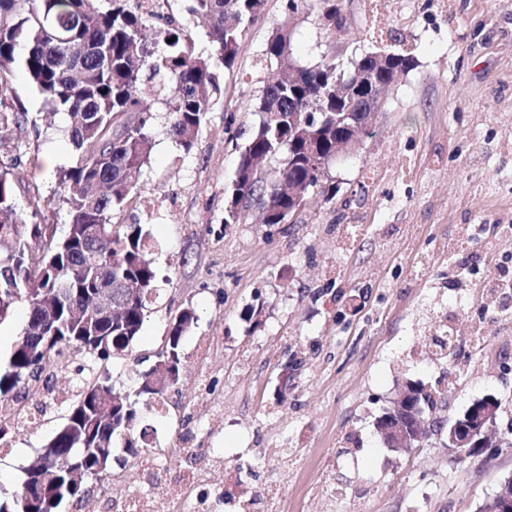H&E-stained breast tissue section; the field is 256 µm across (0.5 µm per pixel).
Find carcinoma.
<instances>
[{
  "mask_svg": "<svg viewBox=\"0 0 512 512\" xmlns=\"http://www.w3.org/2000/svg\"><path fill=\"white\" fill-rule=\"evenodd\" d=\"M0 0V70L13 62L18 47L31 84L56 112L70 118L69 141L76 161L57 175L60 195L67 204L71 222L67 235L53 240L49 258L59 270L56 279L43 277L29 264L28 254L40 245L41 225L28 221L37 216L39 204L31 202V214L18 209L13 193L16 174L0 169V228H14L15 240L0 246V291L13 285L21 299L0 298V320L21 302L28 317L38 319L34 337L20 336L6 366L0 369V402L35 403L49 395L53 386L46 365L55 362L70 369L68 354H82L87 363L72 378V397L66 421L42 450L36 465L27 469L13 504L0 503V512H58L63 502L80 503L88 486L68 482V471L84 469L86 481L110 475L117 439L131 435L138 418L137 404L151 405L168 389L145 383L148 372L139 373L137 399H128L112 413V420L99 417L100 403L116 392L96 365L123 351L138 337L149 306L156 301L158 271L152 258L149 232L140 224H116L114 216L137 193L132 181L150 157L152 118L148 100L157 99L170 114L169 135L177 146L190 151L199 130L221 95L218 70H231L238 62L243 36L266 0H192L190 12L208 21L212 46L207 56L195 49L183 29L165 30L166 53L158 55L149 45L145 29L150 20L127 5L128 0ZM286 18L269 36L260 65L281 68L296 76L267 79L255 104L260 115L257 132L239 157L234 186L227 198L224 223H238L244 212L241 200L261 192L268 223L282 224L293 200L288 184L306 183L322 201L336 192L317 177V165L336 161V113L357 116L364 101L336 98V73L351 76L367 69L377 81L399 69L407 73L414 57L393 51L384 65H376L368 53L353 58L345 69L336 67L335 56L313 65L300 64L293 53L292 34ZM321 112L322 122L312 128L316 149L310 153L304 137L296 133L295 113ZM33 118L17 99L8 78L0 74V127L25 128ZM281 159L274 177L258 173L271 159ZM107 224L112 238L104 253V267L112 280L138 289L122 321L100 323L92 317L75 320L68 308L80 301L98 280L101 268L84 265L83 226ZM194 322L192 311L182 316V327L173 329L167 342L170 375L180 376V344L185 327Z\"/></svg>",
  "mask_w": 512,
  "mask_h": 512,
  "instance_id": "obj_1",
  "label": "carcinoma"
}]
</instances>
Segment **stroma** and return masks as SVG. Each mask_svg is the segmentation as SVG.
<instances>
[{"label": "stroma", "mask_w": 512, "mask_h": 512, "mask_svg": "<svg viewBox=\"0 0 512 512\" xmlns=\"http://www.w3.org/2000/svg\"><path fill=\"white\" fill-rule=\"evenodd\" d=\"M162 30L185 28L198 51L207 26L191 0H169ZM340 0L347 26L327 42L319 0H298L293 52L303 65L324 54L349 62L365 51L405 49L412 70L389 90L376 127L355 155L325 177L336 196L309 214L266 224L251 207L224 222V192L239 154L260 121L254 105L263 75L256 66L279 25L285 0H267L241 42L237 66L220 77L224 92L191 151L167 133L164 105L154 104L153 148L139 176L140 197L120 215L149 231L159 297L137 339L99 363L116 388L135 393L182 309L197 320L181 341V378L164 413L143 411L141 429L155 448L188 441L217 449L224 462V512H333L328 490L346 494L354 512H477L512 478V317L494 320L486 347L462 348L448 370L419 352L442 319L464 326L480 307L455 309L461 291L482 294L483 241L466 249L467 269L450 250L464 226L512 225V0ZM8 78L36 126L0 129V164L15 169L18 206L38 201V223L66 235L70 215L56 173L75 154L66 114L49 107L21 62ZM368 224L345 241L348 218ZM427 256L419 278L409 267ZM455 392L434 409L451 421L475 401L501 402L491 448L457 462L445 436L429 435L404 452L387 448L375 423L411 383L438 387L445 372ZM66 406L0 450V500L12 501L25 470L63 424ZM112 475L88 502L60 512H103L107 499L139 482L126 448L114 450ZM288 474V501L251 500L254 487Z\"/></svg>", "instance_id": "stroma-1"}]
</instances>
